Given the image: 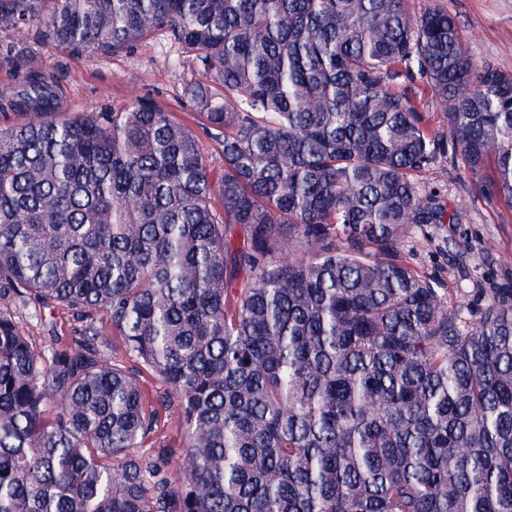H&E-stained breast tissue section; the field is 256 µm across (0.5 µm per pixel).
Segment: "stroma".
<instances>
[{
  "mask_svg": "<svg viewBox=\"0 0 512 512\" xmlns=\"http://www.w3.org/2000/svg\"><path fill=\"white\" fill-rule=\"evenodd\" d=\"M439 6L454 16L478 65L512 73V0H409L412 12ZM0 33V89H12L25 68L54 74L65 111L120 109L131 99L152 98L189 118L194 108L184 90L201 78L182 48L156 34L132 51L65 54L31 28L24 45ZM423 191L447 199L459 215L454 224L410 225L400 255L419 274L448 291V305L477 311L492 288H512V210L488 200L461 158L447 156L419 176Z\"/></svg>",
  "mask_w": 512,
  "mask_h": 512,
  "instance_id": "1",
  "label": "stroma"
}]
</instances>
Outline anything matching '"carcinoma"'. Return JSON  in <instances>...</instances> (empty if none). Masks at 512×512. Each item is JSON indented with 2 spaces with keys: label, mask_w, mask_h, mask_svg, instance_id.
Returning a JSON list of instances; mask_svg holds the SVG:
<instances>
[{
  "label": "carcinoma",
  "mask_w": 512,
  "mask_h": 512,
  "mask_svg": "<svg viewBox=\"0 0 512 512\" xmlns=\"http://www.w3.org/2000/svg\"><path fill=\"white\" fill-rule=\"evenodd\" d=\"M34 25L71 54L184 47L224 170L150 98L71 116L35 69L5 97L0 512H512V289L470 325L400 259L458 219L416 179L449 153L512 209V74L407 0H0V32ZM50 307L80 327L36 350L19 315ZM145 373L178 453L139 452ZM422 103L425 112L430 113L429 122L436 130L448 134V117L444 105L440 104L431 92L425 91L422 95Z\"/></svg>",
  "instance_id": "1"
}]
</instances>
